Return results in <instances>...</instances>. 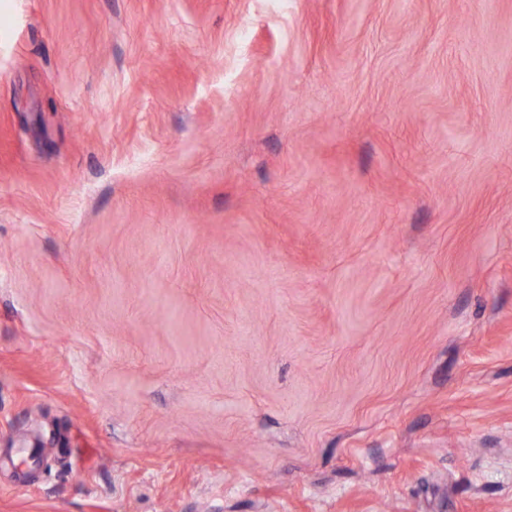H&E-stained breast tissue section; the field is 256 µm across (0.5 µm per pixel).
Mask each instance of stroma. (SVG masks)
I'll return each instance as SVG.
<instances>
[{
	"label": "stroma",
	"instance_id": "35a3bbf8",
	"mask_svg": "<svg viewBox=\"0 0 512 512\" xmlns=\"http://www.w3.org/2000/svg\"><path fill=\"white\" fill-rule=\"evenodd\" d=\"M0 512H512V0H0Z\"/></svg>",
	"mask_w": 512,
	"mask_h": 512
}]
</instances>
